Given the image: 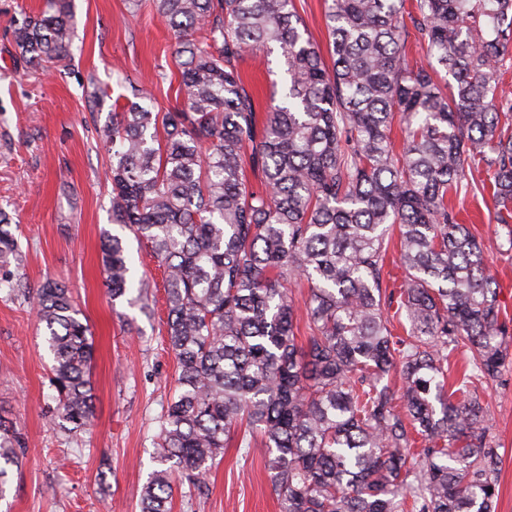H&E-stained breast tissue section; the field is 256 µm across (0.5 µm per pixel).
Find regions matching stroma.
Returning <instances> with one entry per match:
<instances>
[{
  "mask_svg": "<svg viewBox=\"0 0 512 512\" xmlns=\"http://www.w3.org/2000/svg\"><path fill=\"white\" fill-rule=\"evenodd\" d=\"M44 0H0V208L13 217L21 248L18 273L28 288L46 278L67 282L93 333L92 426L76 435L53 416L43 328L24 297L0 290V420L25 443L21 468L0 512H140V496L158 469L155 437L176 386L167 340L163 270L150 246L112 222L105 174L111 154L96 129L112 117L110 101L125 81L144 84L160 111L180 106L172 39L152 0H73L77 48L67 66L41 73L15 58L11 29ZM245 82L266 103L282 76L276 56L241 63ZM165 73L156 81V73ZM109 99L92 106V87ZM486 172H472L450 204L482 241L499 301L512 316V232L498 223L490 198L477 192ZM121 234L142 304L111 301L104 283V235ZM490 409L501 456L498 512H512V362L479 389ZM172 512H279L263 449L231 444L192 497L176 489Z\"/></svg>",
  "mask_w": 512,
  "mask_h": 512,
  "instance_id": "1",
  "label": "stroma"
}]
</instances>
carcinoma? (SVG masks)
Wrapping results in <instances>:
<instances>
[{
	"label": "carcinoma",
	"mask_w": 512,
	"mask_h": 512,
	"mask_svg": "<svg viewBox=\"0 0 512 512\" xmlns=\"http://www.w3.org/2000/svg\"><path fill=\"white\" fill-rule=\"evenodd\" d=\"M153 3L175 40L182 105L159 112L130 81L98 129L112 223L164 268L179 369L141 512H170L172 469L199 489L238 438L265 449L280 512H497L500 455L476 390L512 360V319L448 194L483 168L500 220L512 218V0H326L330 65L293 0ZM71 12L72 0H47L12 28L27 67L71 58ZM407 19L425 60L405 51ZM257 51L278 52L285 73L261 124L239 71ZM8 226L0 209V270L18 256ZM396 229L397 294L383 288ZM102 264L112 300L141 299L120 237L106 238ZM28 299L60 428L81 431L94 414L90 326L63 281ZM23 457L20 433L0 427V499Z\"/></svg>",
	"instance_id": "cac0c4a2"
}]
</instances>
